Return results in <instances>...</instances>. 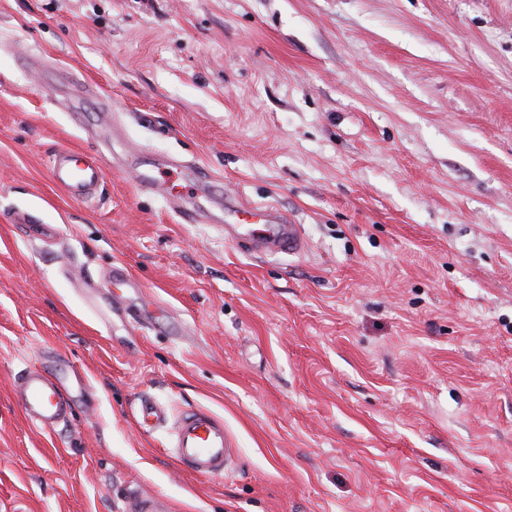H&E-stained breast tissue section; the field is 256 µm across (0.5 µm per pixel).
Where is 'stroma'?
Wrapping results in <instances>:
<instances>
[{
    "label": "stroma",
    "instance_id": "stroma-1",
    "mask_svg": "<svg viewBox=\"0 0 512 512\" xmlns=\"http://www.w3.org/2000/svg\"><path fill=\"white\" fill-rule=\"evenodd\" d=\"M65 146L104 152L91 199L50 178ZM196 193L305 251L182 223ZM119 263L138 308L104 325L83 292ZM52 359L86 395L43 431L14 389ZM145 400L222 419L232 473L180 470ZM134 496L512 512V0H0V512ZM224 211L232 220L226 221L225 233L244 242L251 251L300 254L306 249L299 224L272 206L245 205L229 199L224 201ZM136 422L145 431L165 427L169 423L166 409L153 401H143L136 416Z\"/></svg>",
    "mask_w": 512,
    "mask_h": 512
}]
</instances>
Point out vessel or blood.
Here are the masks:
<instances>
[{
	"label": "vessel or blood",
	"mask_w": 512,
	"mask_h": 512,
	"mask_svg": "<svg viewBox=\"0 0 512 512\" xmlns=\"http://www.w3.org/2000/svg\"><path fill=\"white\" fill-rule=\"evenodd\" d=\"M52 180L73 198L93 195L105 178V167L91 152L61 148L51 162ZM226 233L252 251L299 254L306 248L300 227L276 208L227 201ZM82 382L40 371L24 372L16 399L28 422L42 430L64 423L82 397ZM136 422L150 431L169 427L170 453L184 469L201 477H221L233 464L235 450L224 431V422L208 410L189 408L176 417L153 401L142 402Z\"/></svg>",
	"instance_id": "1"
}]
</instances>
